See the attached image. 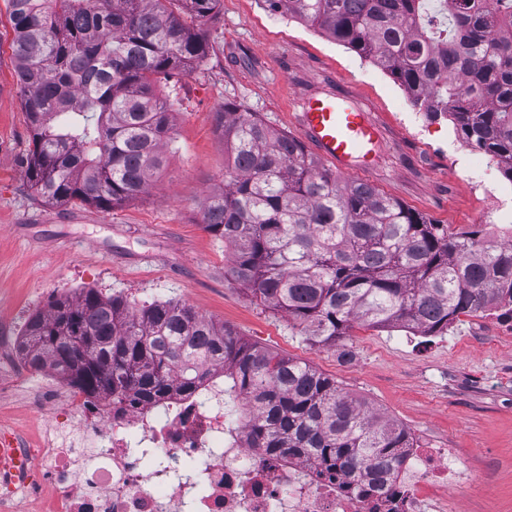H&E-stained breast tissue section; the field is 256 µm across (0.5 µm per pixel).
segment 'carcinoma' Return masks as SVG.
<instances>
[{"mask_svg": "<svg viewBox=\"0 0 512 512\" xmlns=\"http://www.w3.org/2000/svg\"><path fill=\"white\" fill-rule=\"evenodd\" d=\"M32 149L25 176L47 202L104 210L137 198L162 163L172 109L157 85L206 57L200 22L220 0H4ZM387 71L430 120L512 181V0H267ZM224 187L203 224L233 251L231 275L315 345L351 323L435 336L461 314L512 320V242L450 233L374 186L340 179L303 144L224 106ZM90 337L94 348L69 371ZM36 370L114 405L192 396L224 373V407L256 448L298 451L352 479L395 481L411 434L314 367L260 348L168 300L136 309L94 289L27 323Z\"/></svg>", "mask_w": 512, "mask_h": 512, "instance_id": "carcinoma-1", "label": "carcinoma"}]
</instances>
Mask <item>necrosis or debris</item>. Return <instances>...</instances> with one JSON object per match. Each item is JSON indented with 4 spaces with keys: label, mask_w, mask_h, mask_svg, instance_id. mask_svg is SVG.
<instances>
[{
    "label": "necrosis or debris",
    "mask_w": 512,
    "mask_h": 512,
    "mask_svg": "<svg viewBox=\"0 0 512 512\" xmlns=\"http://www.w3.org/2000/svg\"><path fill=\"white\" fill-rule=\"evenodd\" d=\"M36 405L63 408L40 447L12 435L18 461L0 468V512H442L472 478L453 448H412L395 486L352 481L305 457L229 435L224 386L204 399L171 391L113 406L49 386Z\"/></svg>",
    "instance_id": "1"
}]
</instances>
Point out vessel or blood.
Returning <instances> with one entry per match:
<instances>
[{
    "instance_id": "b4317fda",
    "label": "vessel or blood",
    "mask_w": 512,
    "mask_h": 512,
    "mask_svg": "<svg viewBox=\"0 0 512 512\" xmlns=\"http://www.w3.org/2000/svg\"><path fill=\"white\" fill-rule=\"evenodd\" d=\"M298 124L305 141L337 169L347 170L351 161L378 152L381 131L354 96L330 92L304 96Z\"/></svg>"
}]
</instances>
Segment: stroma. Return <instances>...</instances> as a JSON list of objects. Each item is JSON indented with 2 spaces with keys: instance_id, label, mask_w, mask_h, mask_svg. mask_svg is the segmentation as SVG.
I'll use <instances>...</instances> for the list:
<instances>
[{
  "instance_id": "stroma-1",
  "label": "stroma",
  "mask_w": 512,
  "mask_h": 512,
  "mask_svg": "<svg viewBox=\"0 0 512 512\" xmlns=\"http://www.w3.org/2000/svg\"><path fill=\"white\" fill-rule=\"evenodd\" d=\"M208 55L174 75L179 88L165 162L139 198L110 210L47 203L26 184L30 145L0 0V431L38 444L50 419L31 397L44 376L19 351L28 320L56 297L95 289L130 302L178 300L259 347L334 377L349 395L406 426L425 447H453L474 475L447 512H512V335L499 317L460 315L447 333L349 328L339 346L311 344L286 313L262 306L228 271L223 238L202 224L208 192L224 182L225 104L299 136L302 93H348L385 132L380 159L346 171L449 231L482 229L490 212L470 186L482 150L451 121H430L388 73L265 0H221L204 23Z\"/></svg>"
}]
</instances>
